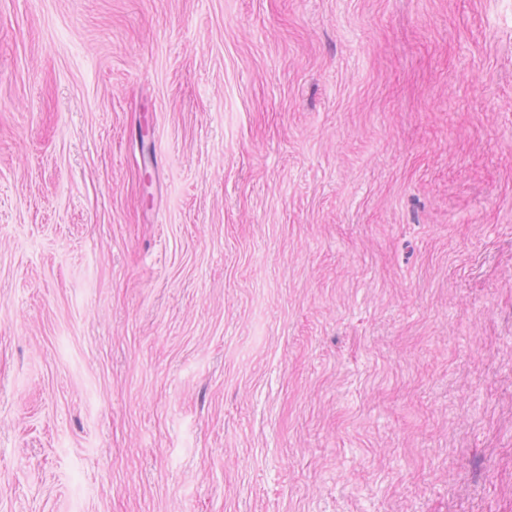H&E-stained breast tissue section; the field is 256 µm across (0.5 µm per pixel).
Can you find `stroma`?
<instances>
[{"label": "stroma", "mask_w": 512, "mask_h": 512, "mask_svg": "<svg viewBox=\"0 0 512 512\" xmlns=\"http://www.w3.org/2000/svg\"><path fill=\"white\" fill-rule=\"evenodd\" d=\"M0 512H512V0H0Z\"/></svg>", "instance_id": "obj_1"}]
</instances>
